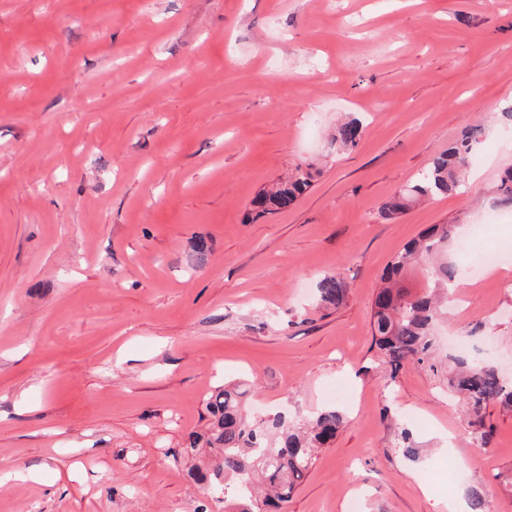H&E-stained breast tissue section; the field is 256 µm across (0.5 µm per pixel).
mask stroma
Returning a JSON list of instances; mask_svg holds the SVG:
<instances>
[{"label":"stroma","instance_id":"1","mask_svg":"<svg viewBox=\"0 0 512 512\" xmlns=\"http://www.w3.org/2000/svg\"><path fill=\"white\" fill-rule=\"evenodd\" d=\"M510 103L512 0H0V468L35 475L0 512H224L184 448L240 380L257 419L347 414L287 512H445L474 484L512 512V412L480 445L442 377L386 382L371 347L388 262L491 209ZM476 122L467 192L382 223ZM303 163L308 191L246 222ZM440 334L511 376L512 287L464 279ZM361 135L362 123L356 119L347 120L336 126L332 143L336 145V151L354 149L358 146ZM350 283L340 271L325 275L319 283L320 302L325 308H338L349 296Z\"/></svg>","mask_w":512,"mask_h":512}]
</instances>
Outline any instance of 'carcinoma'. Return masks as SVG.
Here are the masks:
<instances>
[{
    "label": "carcinoma",
    "instance_id": "obj_1",
    "mask_svg": "<svg viewBox=\"0 0 512 512\" xmlns=\"http://www.w3.org/2000/svg\"><path fill=\"white\" fill-rule=\"evenodd\" d=\"M362 123L356 119L336 126L332 143L344 151L358 146ZM485 137V127H465L448 149L440 152L431 166L408 188L387 198L378 209L380 220L392 222L413 205L435 196L462 195L465 174ZM311 165L300 166L294 176L252 201L261 216L292 206L309 187ZM495 208H512V170L500 180ZM457 225L436 224L407 243L391 260L373 301L372 336L377 360L387 377L394 380L408 362L438 368L435 359V327L443 318V305L455 288L459 272L446 253L456 236ZM420 271L427 286L411 291L402 286L406 277ZM350 283L340 271L324 276L319 283L320 302L338 308L349 296ZM448 389L461 396L476 440L486 445L493 429L486 426L484 412L496 404L512 411V383L491 366L463 359L453 360L446 370ZM248 389L226 385L208 401L212 420L203 434L189 436L186 454L208 450L212 470L192 468L188 474L205 485L210 495L222 494L233 512H286L288 501L308 473L318 452L327 447L346 422L343 411L327 407L302 426L277 415L257 422L245 412Z\"/></svg>",
    "mask_w": 512,
    "mask_h": 512
}]
</instances>
